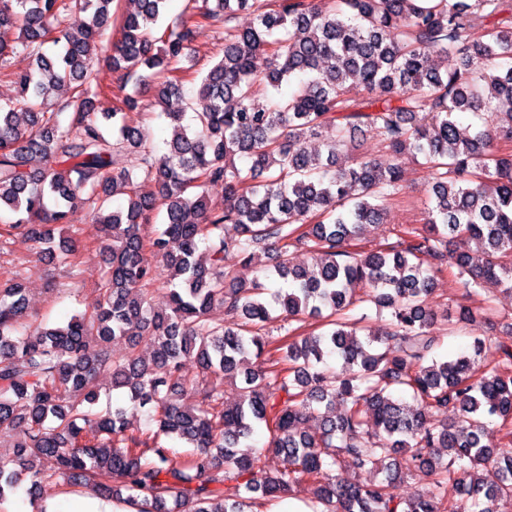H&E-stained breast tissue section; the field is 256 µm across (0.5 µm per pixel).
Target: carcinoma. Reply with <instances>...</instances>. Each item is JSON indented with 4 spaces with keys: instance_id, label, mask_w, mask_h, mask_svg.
I'll list each match as a JSON object with an SVG mask.
<instances>
[{
    "instance_id": "obj_1",
    "label": "carcinoma",
    "mask_w": 512,
    "mask_h": 512,
    "mask_svg": "<svg viewBox=\"0 0 512 512\" xmlns=\"http://www.w3.org/2000/svg\"><path fill=\"white\" fill-rule=\"evenodd\" d=\"M115 2L0 0V78L19 88L0 103V211L14 215L0 224V251L21 229L37 252L52 253L57 226L81 208L103 226L109 256L99 305L65 324H20L22 283L0 282V433L17 448L15 458H0V512L24 480L34 496L56 474L136 512H245L238 494L221 495L227 481L265 508L302 481L314 487L311 512L512 506V349L480 376L468 356L438 361L427 308L446 265L471 294L512 292V154L495 150L512 139V123L497 122L499 105L512 103V3L192 0L156 38L152 26L169 0H128L111 65L138 76L141 93L162 104L172 135L158 156L123 112L138 98L105 105L92 71ZM77 10L88 19L75 30ZM241 11L253 15L250 26L234 24ZM208 23L224 25V54L198 88L206 109L186 124L170 102L181 98L178 73L196 29ZM19 44L33 57L25 72L11 69ZM297 73L307 79L288 97L268 92ZM460 112L479 116L482 129L466 132ZM325 132L335 137L324 157L307 142ZM356 132L377 138L388 162L336 165ZM408 155L431 171L426 223L383 249L346 250L382 223ZM241 157L251 160L245 171ZM139 175L158 185L155 196L137 193ZM194 187L204 192L190 194ZM209 190L224 192L223 208H210ZM117 194L127 196L122 208L111 207ZM159 207L164 228L147 240L142 228ZM295 245L313 253L312 268L290 264ZM258 247L277 253L274 275L291 289L269 288L267 272L241 283L224 271L227 250L256 265ZM160 268L172 285L165 311L148 302ZM360 303L388 310L385 326L362 330L366 316L348 315ZM215 306L224 317L211 316ZM305 315L325 330L284 345L266 334L274 321ZM482 319L469 305L456 311L459 323ZM117 339L127 343L121 355L112 350ZM333 354L342 366L331 376ZM186 359L200 378L182 373ZM103 376L126 397L106 414L93 409ZM229 384L232 402L224 400ZM396 387L416 406L395 398ZM174 391L184 403L169 401ZM146 406L154 432L125 419ZM448 412L458 418L439 419ZM262 424L267 444L238 452ZM162 435L191 450L160 445ZM344 461L380 468L385 480L338 483L332 472ZM413 470L432 477L434 492L394 499L387 482Z\"/></svg>"
}]
</instances>
